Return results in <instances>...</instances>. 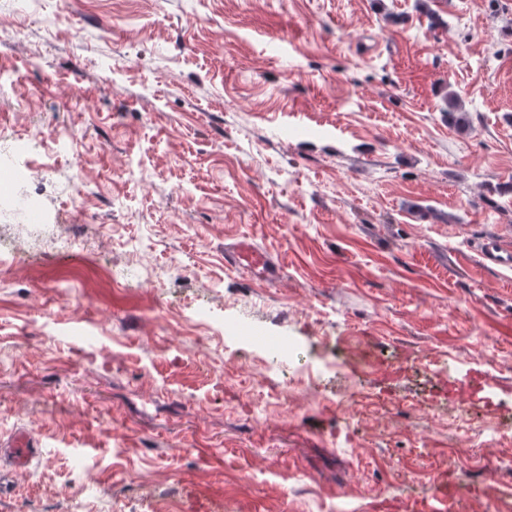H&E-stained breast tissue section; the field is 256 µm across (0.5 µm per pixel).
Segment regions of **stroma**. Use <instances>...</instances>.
<instances>
[{"instance_id":"35a3bbf8","label":"stroma","mask_w":512,"mask_h":512,"mask_svg":"<svg viewBox=\"0 0 512 512\" xmlns=\"http://www.w3.org/2000/svg\"><path fill=\"white\" fill-rule=\"evenodd\" d=\"M432 8L0 0V150L80 137L0 181L25 243L0 443L40 448L0 454V512H495L507 443L476 431L512 419V269L481 248L512 244V0ZM84 224L111 227L94 252L57 245ZM243 240L277 283L228 268ZM247 324L294 357L225 339ZM476 380L481 402L434 399ZM8 447L7 450L14 468L26 467L38 454V448H35L37 447L36 441L25 431L15 433Z\"/></svg>"}]
</instances>
